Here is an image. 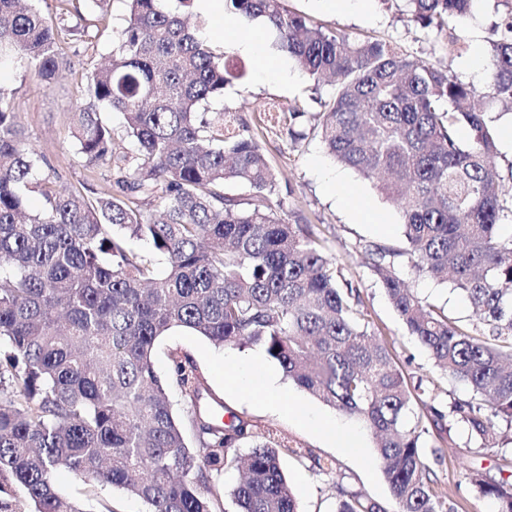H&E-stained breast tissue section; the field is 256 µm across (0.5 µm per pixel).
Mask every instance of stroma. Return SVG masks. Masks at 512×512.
<instances>
[{
	"label": "stroma",
	"instance_id": "stroma-1",
	"mask_svg": "<svg viewBox=\"0 0 512 512\" xmlns=\"http://www.w3.org/2000/svg\"><path fill=\"white\" fill-rule=\"evenodd\" d=\"M286 10L306 15L313 23L341 29L354 40L381 39L398 44L403 50L439 63L462 81L483 86L484 74L473 72V60L487 61L495 29L504 8L499 0H476L472 12L460 19L456 32L464 41L462 51H454L444 38L422 29L413 21L408 0H371L369 18L341 13L325 7L321 0H283ZM88 33L67 40L64 51L71 61L51 84H43L31 71L12 61L0 63V90L12 97L17 120L34 148L44 155L56 173L61 187L102 186L111 175L110 165H91L77 153L71 138L72 114L81 100L86 77L111 55L120 29L128 16L126 0H105L95 5L83 0ZM241 34L255 33L264 41L268 53L284 62L295 63L279 50L277 37L261 20L240 15L225 16L223 24L206 23L202 34L216 48L225 49L228 59L247 70L245 84H231L223 97L207 106L211 112H232L239 124L247 126L263 148L277 173L275 201L286 223L307 224L320 236L324 251L345 269L348 280L358 288L368 318L374 328L392 343L409 384L439 383L437 399L449 403L467 398V389L443 377L429 354L400 322L389 302L378 275L371 267L362 246L368 242L398 245L403 240L400 208L383 195L376 184L331 158L313 126L320 112L319 98L330 97V85L315 86L304 74L294 82L281 85L262 79L264 58L244 55L224 46L223 29ZM285 109H300L292 121L268 118L264 108L270 102ZM478 106L487 114L488 124L498 140L499 190L503 198L512 197V107L488 104ZM305 131V140H294L293 132ZM399 268L413 294L435 309L444 311L471 335H481L485 327L463 294L448 281L437 280L412 270L407 260ZM188 355L203 377L211 397L225 410L256 422L259 433L275 432L291 447L281 457V466L297 499L301 512H335L339 490L359 492L391 508L390 488L380 468L369 467L373 457V438L365 425L336 411L296 387L280 366L264 360L265 372L277 379L278 395L288 402L290 412L282 413L264 405L261 391L231 392L224 387V364L235 361L251 364L260 355L257 347L227 345L218 347L196 333L175 328L157 343L153 362L157 373L173 378V354ZM308 412L334 421L337 427L353 433L365 450L357 457L349 449L337 448L320 433L304 426L300 413ZM471 444L463 425H453L446 445L435 435L423 439L427 464L437 476L439 489L445 490L451 512H495L492 501L478 497L465 479L478 473L490 479L512 476V443L479 453L470 452Z\"/></svg>",
	"mask_w": 512,
	"mask_h": 512
}]
</instances>
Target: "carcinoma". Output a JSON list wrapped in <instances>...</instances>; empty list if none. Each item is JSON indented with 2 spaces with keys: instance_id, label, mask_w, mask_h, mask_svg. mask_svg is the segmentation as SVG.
<instances>
[{
  "instance_id": "1",
  "label": "carcinoma",
  "mask_w": 512,
  "mask_h": 512,
  "mask_svg": "<svg viewBox=\"0 0 512 512\" xmlns=\"http://www.w3.org/2000/svg\"><path fill=\"white\" fill-rule=\"evenodd\" d=\"M40 2L0 0V60L50 84L68 65L62 32L81 30L51 23ZM128 2L117 49L88 76L71 130L88 163L114 164L113 185L73 190L44 180L41 210L27 213V193L48 162L0 90V347L8 350L0 361V512H85L55 486L60 469L88 495L118 488L147 512H221L206 480L227 466L243 469L232 491L238 512H299L281 468L285 445L255 440L245 416L223 423L201 408L208 388L178 355L176 384L190 417H176L152 359L174 328L216 346L261 347L298 388L370 430L393 512H448L422 436L434 429L442 440L445 424L462 423L479 453L499 446L500 423L512 428V236L499 230L512 207L496 191L498 152L477 90L392 42L316 25L283 0H224L225 11L274 30L281 51L315 82L334 79L321 141L402 210L404 247L371 243L365 252L408 334L448 380L469 387V398L443 405L408 385L360 291L316 233L278 217L276 177L255 138L224 136L222 112L200 115L245 71L199 35L204 20L188 25L195 0H176L174 12L158 0ZM408 2L423 28L463 49L449 22L473 0ZM502 2L508 11L485 92L492 103H512V0ZM103 112L122 115L124 138L115 139ZM233 185L248 194L227 192ZM140 241L151 250L138 249ZM399 257L451 281L486 333L472 336L423 304ZM413 403L425 414L410 423ZM466 479L496 512H512V481ZM336 512L388 510L341 489Z\"/></svg>"
}]
</instances>
